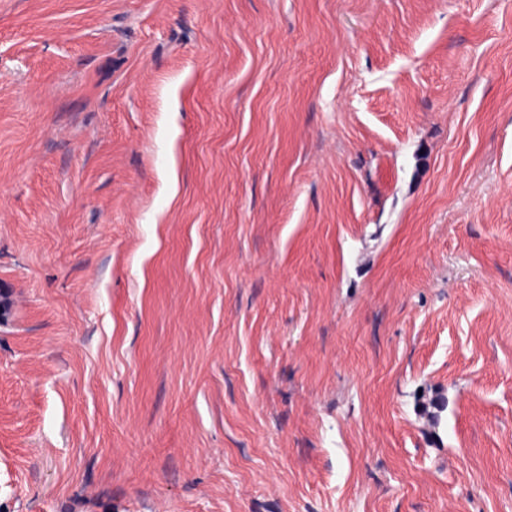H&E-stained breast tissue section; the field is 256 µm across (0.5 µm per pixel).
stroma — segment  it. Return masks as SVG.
I'll return each mask as SVG.
<instances>
[{"instance_id":"obj_1","label":"stroma","mask_w":512,"mask_h":512,"mask_svg":"<svg viewBox=\"0 0 512 512\" xmlns=\"http://www.w3.org/2000/svg\"><path fill=\"white\" fill-rule=\"evenodd\" d=\"M0 294V512H512V0H0Z\"/></svg>"}]
</instances>
